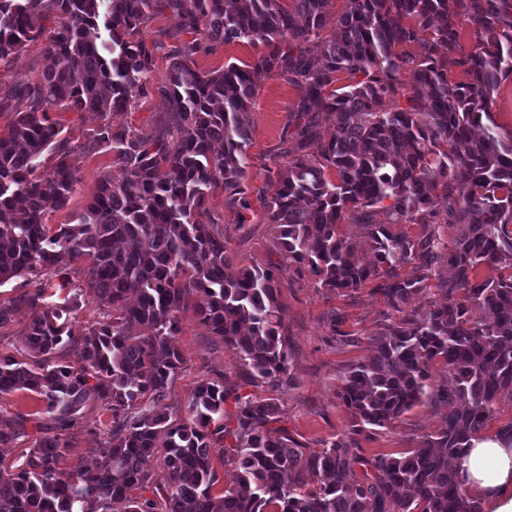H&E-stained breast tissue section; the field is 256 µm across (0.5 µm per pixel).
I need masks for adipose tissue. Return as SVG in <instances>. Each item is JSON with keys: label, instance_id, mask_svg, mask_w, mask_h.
Listing matches in <instances>:
<instances>
[{"label": "adipose tissue", "instance_id": "adipose-tissue-1", "mask_svg": "<svg viewBox=\"0 0 512 512\" xmlns=\"http://www.w3.org/2000/svg\"><path fill=\"white\" fill-rule=\"evenodd\" d=\"M461 474L466 491L482 501L484 512H512V435L473 439L461 460Z\"/></svg>", "mask_w": 512, "mask_h": 512}]
</instances>
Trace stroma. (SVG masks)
Segmentation results:
<instances>
[{"instance_id":"1","label":"stroma","mask_w":512,"mask_h":512,"mask_svg":"<svg viewBox=\"0 0 512 512\" xmlns=\"http://www.w3.org/2000/svg\"><path fill=\"white\" fill-rule=\"evenodd\" d=\"M48 65L45 43H29L8 69H0V98L17 82L37 77ZM258 93L250 114L252 139L247 149L251 167L248 223H240L238 208L230 206L222 187L210 190L206 215L227 237V249L243 264L278 261L277 245L270 224L257 199L265 168H279L295 151L297 142L288 126V109L297 100V90L281 78L259 72L254 76ZM71 141V160L82 179L80 190L62 209L49 211V227L74 223L95 194L99 177L111 169L112 151H88L85 141L96 128L93 112H53ZM278 302L287 327L292 354V383L275 390L265 383L250 382L239 366L235 350L224 345L200 324L197 294L188 295L179 314V331L173 339L183 356L181 370L169 386L167 402L187 405L202 378H220L225 385L241 388L260 399H279L285 411V426L300 442L310 447L336 438H349L353 452L370 458L376 455L403 457L418 446L423 435L439 432L448 408L442 404L420 405L390 428H373L355 434L349 411L336 397L339 374L349 365L368 356L365 337L387 317V308L373 284L345 295H329L317 288L310 277L286 268L281 275ZM32 285L17 277L0 287V304L15 305L11 322L0 328V353L22 348V329L29 311L19 299Z\"/></svg>"}]
</instances>
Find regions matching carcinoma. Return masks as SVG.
Wrapping results in <instances>:
<instances>
[{
  "label": "carcinoma",
  "mask_w": 512,
  "mask_h": 512,
  "mask_svg": "<svg viewBox=\"0 0 512 512\" xmlns=\"http://www.w3.org/2000/svg\"><path fill=\"white\" fill-rule=\"evenodd\" d=\"M331 3L0 0V66L42 37L52 60L39 79L14 86L20 106L0 136V287L55 271L65 255L86 263L80 283L61 277L65 302L44 286L23 296L27 359L0 354V398L28 390L46 402L39 417H0V445L31 441L21 461L0 459V512H483L459 460L512 392V135L493 119L496 90L512 76V0H346L337 16ZM158 15L173 21L170 45L142 37ZM50 17L48 32L38 21ZM234 42L257 60L193 67L198 52ZM161 48L169 66L158 80ZM456 69L464 80L448 79ZM255 70L298 91L288 126L299 151L268 171L262 198L282 258L330 295L374 282L402 313L368 334L370 355L338 377L352 433L448 405L446 427L404 457L367 459L342 438L310 448L280 426L279 403L222 380H201L183 408L161 405L183 363L171 339L189 290L202 297L200 322L236 351L251 381H291L279 280L269 267L234 262L224 229L198 219L214 185L230 205L250 207ZM342 74L350 83L338 88ZM154 90L169 112L150 131L112 126V113ZM59 108L98 114L86 147L112 150L115 169L77 223L50 233L46 213L66 207L82 183L64 127L49 115ZM322 117L333 131L318 155L302 153L321 138ZM348 221L364 230L372 259L340 233ZM395 224L421 232L395 234ZM444 261L451 276L437 282L441 300L407 309ZM482 267L490 276L480 277ZM84 288L112 315L77 334L70 315ZM142 325L150 335L136 332ZM439 360L450 388L431 376ZM90 399L111 412V425L88 449L92 463L72 462ZM214 448L238 470L219 497ZM156 455L162 484L147 467Z\"/></svg>",
  "instance_id": "1"
}]
</instances>
